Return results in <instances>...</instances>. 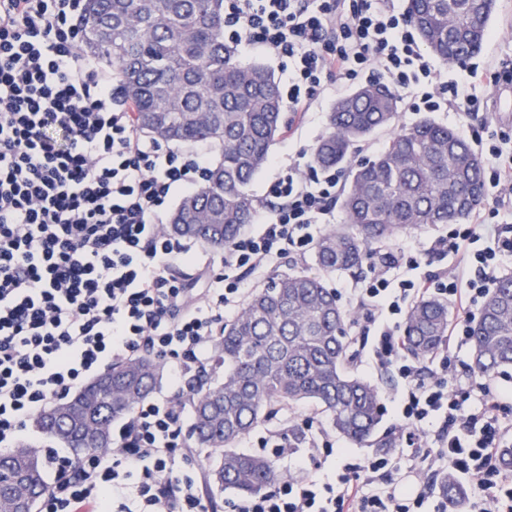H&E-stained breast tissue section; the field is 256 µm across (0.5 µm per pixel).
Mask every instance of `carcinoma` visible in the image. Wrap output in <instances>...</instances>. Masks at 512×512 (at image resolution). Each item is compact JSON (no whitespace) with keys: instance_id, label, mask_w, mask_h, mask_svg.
I'll use <instances>...</instances> for the list:
<instances>
[{"instance_id":"carcinoma-1","label":"carcinoma","mask_w":512,"mask_h":512,"mask_svg":"<svg viewBox=\"0 0 512 512\" xmlns=\"http://www.w3.org/2000/svg\"><path fill=\"white\" fill-rule=\"evenodd\" d=\"M496 0H406L421 42L439 59L463 63L480 51ZM79 26L85 50L120 74V94L138 133L174 145L209 141L221 149L207 180L173 213L171 231L222 249L249 224V185L268 163L285 125L281 90L261 64H242L224 42V0H85ZM391 89L369 83L336 101L312 164H341L352 148L398 112ZM484 200L483 160L458 134L429 119L403 126L382 150L350 168L340 199L344 221L316 244L326 274L362 269L373 246L427 225L457 224ZM448 334V302L427 296L409 309L407 349L418 360ZM473 373L512 369V276L502 278L471 325ZM347 315L320 276L298 272L256 291L215 342L220 380L200 375L190 389V437L214 458L211 483L250 495L283 473L265 457L238 451L273 404H315L337 433L361 443L381 415L375 385L346 371ZM161 362L149 353L112 365L71 397L39 414L35 426L76 453L112 447V422L154 390ZM103 427L107 439L92 442ZM28 480L35 512L48 493L40 452L20 445L0 453V500L14 501L13 473Z\"/></svg>"}]
</instances>
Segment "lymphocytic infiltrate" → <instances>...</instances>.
Segmentation results:
<instances>
[{
	"mask_svg": "<svg viewBox=\"0 0 512 512\" xmlns=\"http://www.w3.org/2000/svg\"><path fill=\"white\" fill-rule=\"evenodd\" d=\"M84 0H0V447L15 446L28 420L99 369L144 352L174 384L209 359L224 315L246 295L247 276L304 256L313 228L336 220L340 175L315 170L298 151L281 166L273 203L253 212L252 231L224 249V273L208 276L209 253L168 233L164 207L210 169V146L182 151L138 134L118 74L85 53L76 20ZM224 40L287 62L283 102L308 112L328 86L384 79L413 112H477L476 88L512 85V70L459 64L448 76L420 46L398 0H224ZM492 189L486 210L422 246L402 243L370 257L371 275L348 290L378 329L376 369L404 381L400 440L424 471L452 472L472 486L464 512H512V399L475 376L459 353L471 343L474 310L512 259V134L470 128ZM452 254V270L431 269ZM206 273L191 287L181 268ZM436 293L458 311L438 367L409 358L401 318ZM436 434H428L431 423ZM168 399L136 406L104 454L78 465L48 452L54 478L39 512H206L193 451ZM289 441L275 454L295 471L273 489L233 501L231 512H448L444 495L404 484L393 455L345 464L336 481L304 470Z\"/></svg>",
	"mask_w": 512,
	"mask_h": 512,
	"instance_id": "1",
	"label": "lymphocytic infiltrate"
}]
</instances>
